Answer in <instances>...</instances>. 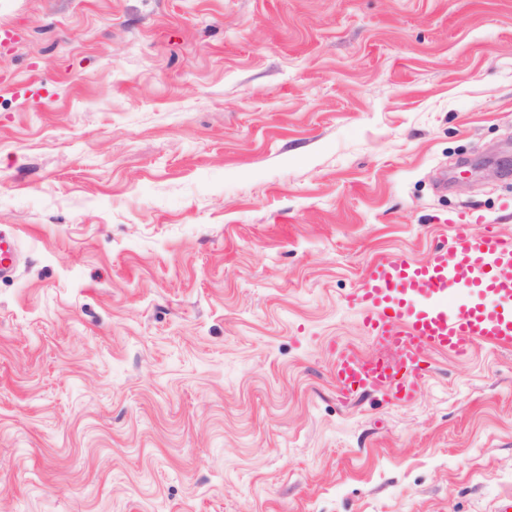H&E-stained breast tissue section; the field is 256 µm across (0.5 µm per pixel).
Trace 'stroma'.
Wrapping results in <instances>:
<instances>
[{"label":"stroma","instance_id":"stroma-1","mask_svg":"<svg viewBox=\"0 0 512 512\" xmlns=\"http://www.w3.org/2000/svg\"><path fill=\"white\" fill-rule=\"evenodd\" d=\"M0 512H499L512 348L343 400L345 303L512 240V0H0Z\"/></svg>","mask_w":512,"mask_h":512}]
</instances>
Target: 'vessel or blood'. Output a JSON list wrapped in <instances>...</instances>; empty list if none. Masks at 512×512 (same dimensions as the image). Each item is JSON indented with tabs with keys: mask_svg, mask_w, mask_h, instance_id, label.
<instances>
[{
	"mask_svg": "<svg viewBox=\"0 0 512 512\" xmlns=\"http://www.w3.org/2000/svg\"><path fill=\"white\" fill-rule=\"evenodd\" d=\"M452 282L472 289L474 298L463 302L449 294ZM347 303L396 358L367 360L339 347L340 396L378 391L411 403L430 373L432 355L464 359L477 342L512 347V241L456 225L451 253L438 250L424 262L403 256L374 261Z\"/></svg>",
	"mask_w": 512,
	"mask_h": 512,
	"instance_id": "vessel-or-blood-1",
	"label": "vessel or blood"
}]
</instances>
